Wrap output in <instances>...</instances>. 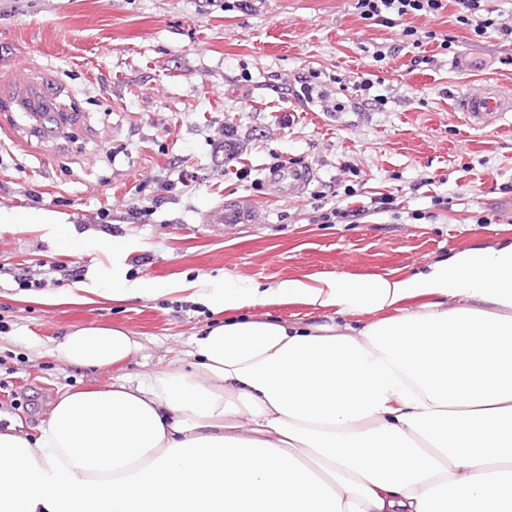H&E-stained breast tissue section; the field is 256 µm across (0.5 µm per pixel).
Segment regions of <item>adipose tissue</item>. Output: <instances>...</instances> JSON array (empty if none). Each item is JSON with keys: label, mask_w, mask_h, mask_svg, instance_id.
Wrapping results in <instances>:
<instances>
[{"label": "adipose tissue", "mask_w": 512, "mask_h": 512, "mask_svg": "<svg viewBox=\"0 0 512 512\" xmlns=\"http://www.w3.org/2000/svg\"><path fill=\"white\" fill-rule=\"evenodd\" d=\"M70 244L51 212L0 213ZM104 254L66 302L183 291L223 314L195 336L193 372L64 391L37 438L0 432V512H512V243L409 276L322 273L268 288L161 286ZM338 315L306 325L245 316L261 304ZM367 315L362 326L352 316ZM119 328L55 351L105 368L136 353Z\"/></svg>", "instance_id": "1"}]
</instances>
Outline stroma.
<instances>
[{
	"instance_id": "35a3bbf8",
	"label": "stroma",
	"mask_w": 512,
	"mask_h": 512,
	"mask_svg": "<svg viewBox=\"0 0 512 512\" xmlns=\"http://www.w3.org/2000/svg\"><path fill=\"white\" fill-rule=\"evenodd\" d=\"M356 0H0V212H55L87 237L128 245V278L270 286L325 272L412 274L470 248L512 243V118L473 129L460 96L512 92V44L474 39L454 6L411 26L448 37L414 48L399 27L363 20ZM431 56L416 64L419 53ZM383 61H376V54ZM467 55L473 66L452 69ZM344 103L294 102L301 75ZM369 79L367 107L346 106ZM41 88L68 117L37 131L8 98ZM297 163L303 194H271L270 168ZM390 196L386 210L373 198ZM236 200L251 218L223 224ZM354 223L323 222L334 206ZM100 253L0 224V430L46 420L59 391L144 380L174 368L217 322L181 294L46 303L84 280ZM39 288H19L22 279ZM248 316L322 324L334 313L257 305ZM117 327L140 343L90 368L55 346L78 328Z\"/></svg>"
}]
</instances>
